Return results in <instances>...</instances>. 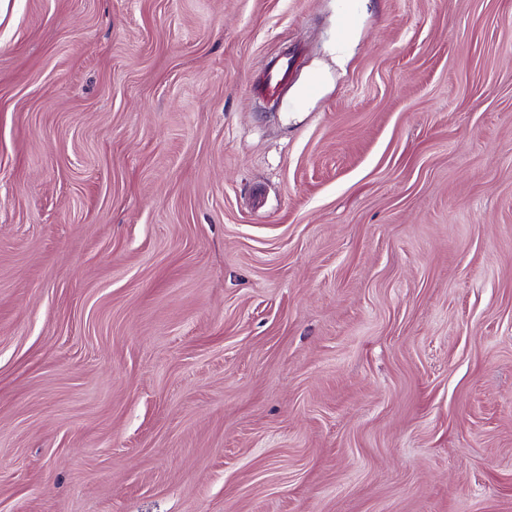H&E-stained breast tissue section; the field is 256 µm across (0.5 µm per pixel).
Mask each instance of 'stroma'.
Here are the masks:
<instances>
[{"label":"stroma","mask_w":512,"mask_h":512,"mask_svg":"<svg viewBox=\"0 0 512 512\" xmlns=\"http://www.w3.org/2000/svg\"><path fill=\"white\" fill-rule=\"evenodd\" d=\"M0 512H512V0H5ZM294 62L293 58L286 55L270 63L261 80L253 87V92L264 100H280L283 91L288 86L289 74Z\"/></svg>","instance_id":"1"}]
</instances>
